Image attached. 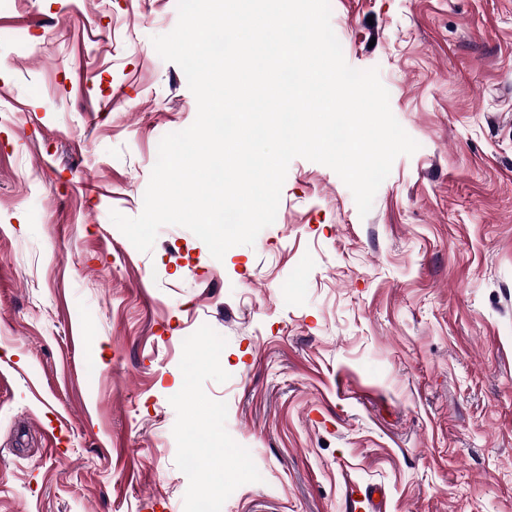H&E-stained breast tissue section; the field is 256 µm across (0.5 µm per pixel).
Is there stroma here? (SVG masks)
<instances>
[{
    "instance_id": "stroma-1",
    "label": "stroma",
    "mask_w": 512,
    "mask_h": 512,
    "mask_svg": "<svg viewBox=\"0 0 512 512\" xmlns=\"http://www.w3.org/2000/svg\"><path fill=\"white\" fill-rule=\"evenodd\" d=\"M330 6L419 148L364 217L293 159L220 260L110 218L197 116L177 0L0 7V512H512V0Z\"/></svg>"
}]
</instances>
